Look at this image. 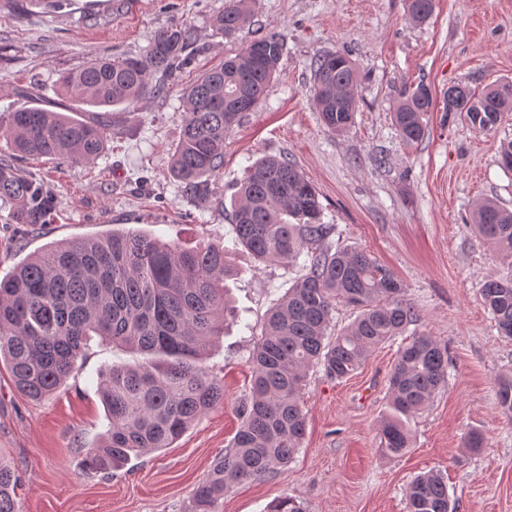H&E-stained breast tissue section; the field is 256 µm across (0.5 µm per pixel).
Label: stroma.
Listing matches in <instances>:
<instances>
[{"mask_svg":"<svg viewBox=\"0 0 512 512\" xmlns=\"http://www.w3.org/2000/svg\"><path fill=\"white\" fill-rule=\"evenodd\" d=\"M225 0H63L44 12L34 0H0V113L30 106L60 111V73L88 56L141 52L160 28L189 23L199 51L174 73L164 95L112 116L106 151L90 169L47 158L22 160L28 176L54 185L47 223L16 229L0 209V278L46 244L134 229L166 242L230 247L236 273L225 283L238 322L229 324L204 366L224 383V403L203 415L172 447L121 467L90 471L89 448L107 421L97 374L138 365L141 354L91 339L73 373L45 399L14 386L0 359V462L19 474L21 512H191L192 493L224 457L241 419L251 380L250 357L267 311L303 275L301 264L255 266L234 249L228 204L246 168L285 156L319 194L333 247L370 252L404 283L417 320L408 334L446 342L448 382L411 423L413 445L400 457L381 451L387 378L403 337L378 347L351 377L308 373L301 394L303 444L279 473L235 484L215 512H267L281 497L306 512H408L410 480L437 471L458 512H512V413L496 401V381L512 375V338L499 335L479 288L512 278L503 259L474 231L472 208L483 198L512 209V171L498 163L512 141V112L493 130L444 112L453 84L474 91L512 81V0H434L417 23L406 0H254L246 39L281 34L287 51L257 108L224 140V169L207 199L178 194L170 158L182 133L181 90L236 50L212 26ZM347 52L359 81L355 125L339 135L315 111L310 63ZM424 83L435 106L428 132L403 144L392 108L409 86ZM480 433L482 447L466 443Z\"/></svg>","mask_w":512,"mask_h":512,"instance_id":"stroma-1","label":"stroma"}]
</instances>
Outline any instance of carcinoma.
Returning a JSON list of instances; mask_svg holds the SVG:
<instances>
[{
  "label": "carcinoma",
  "instance_id": "cac0c4a2",
  "mask_svg": "<svg viewBox=\"0 0 512 512\" xmlns=\"http://www.w3.org/2000/svg\"><path fill=\"white\" fill-rule=\"evenodd\" d=\"M251 0H226L215 19L218 33L236 41L252 23ZM411 18L423 23L433 0H408ZM286 49L277 33L240 42L224 63L182 89V135L171 155L178 191L205 198L208 181L224 164V138L259 103ZM196 33L187 24L155 32L142 54L111 60L94 55L63 72L57 92L78 103L72 114L37 105L8 114L0 136L12 155H0V203L12 224H42L56 193L25 176L21 158L61 159L73 168L94 164L106 149V121L80 117L84 107L131 111L164 90L165 78L191 64ZM312 100L324 126L338 134L354 124L358 75L349 56L324 52L313 61ZM446 112H460L489 131L512 112V82L480 95L454 84ZM433 98L419 83L393 112L400 138L426 134ZM235 241L259 264L304 258V274L265 318L251 357L253 380L242 421L222 460L194 492L193 512H215L236 482L275 474L301 448L305 420L300 393L317 366L335 379L352 376L372 352L414 322L405 286L361 249L325 245L331 227L320 222L315 187L286 157L265 156L247 170L231 202ZM472 223L497 250L512 257V211L485 199ZM228 249L213 243L183 248L136 230L53 243L0 280V356L16 389L31 400L51 395L71 374L87 340L160 355L166 363L112 365L99 372L98 389L107 430L89 450L86 467L106 470L131 455L169 448L204 413L224 403V384L199 364L224 335L230 313L224 280L233 275ZM484 306L501 334L512 337V279H487ZM359 310L343 331L329 329L337 302ZM448 382V346L418 334L398 350L388 377L389 414L381 428L384 452L401 456L411 447V419ZM497 400L512 413V376L497 380ZM15 471L0 462V512H20ZM409 512H456L448 485L436 472L417 475L408 490Z\"/></svg>",
  "mask_w": 512,
  "mask_h": 512
}]
</instances>
